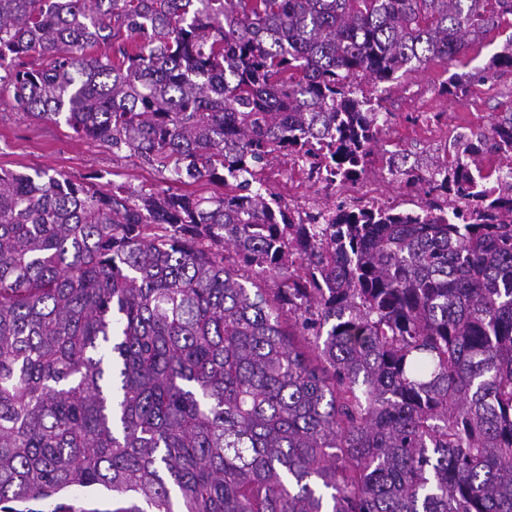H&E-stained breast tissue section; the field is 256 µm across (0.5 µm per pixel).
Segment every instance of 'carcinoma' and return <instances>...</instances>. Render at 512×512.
<instances>
[{
	"label": "carcinoma",
	"instance_id": "obj_1",
	"mask_svg": "<svg viewBox=\"0 0 512 512\" xmlns=\"http://www.w3.org/2000/svg\"><path fill=\"white\" fill-rule=\"evenodd\" d=\"M508 15L0 0L15 109L224 187L0 169V503L104 488L112 512H512V166L481 164L512 154V113L425 172L390 158L433 196L419 213L295 216L257 178L280 156L363 173L381 112L360 81L448 65ZM489 68H512L511 37ZM450 195L483 200V222Z\"/></svg>",
	"mask_w": 512,
	"mask_h": 512
}]
</instances>
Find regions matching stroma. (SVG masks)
Here are the masks:
<instances>
[{"instance_id":"stroma-1","label":"stroma","mask_w":512,"mask_h":512,"mask_svg":"<svg viewBox=\"0 0 512 512\" xmlns=\"http://www.w3.org/2000/svg\"><path fill=\"white\" fill-rule=\"evenodd\" d=\"M512 34V16L503 22L493 41L469 51L456 66L434 64L407 74L382 95L386 122L379 144L371 154L358 183L384 196L388 205L414 211L424 205L422 194L392 180L386 167L391 153L406 155L423 167L446 160L454 153L462 133L488 132L491 123L512 107V68L487 71L491 56L500 51ZM486 71V78L472 82L467 90L447 95L442 91L451 74ZM291 159L282 158L263 172L268 188L286 198L289 205L318 208L327 201L325 191L305 185L291 174ZM0 169L26 174L46 170L76 179L100 172L105 180L145 190L168 188L164 173L111 149L101 142L81 137L66 123L39 121L18 112L9 97L0 98Z\"/></svg>"}]
</instances>
